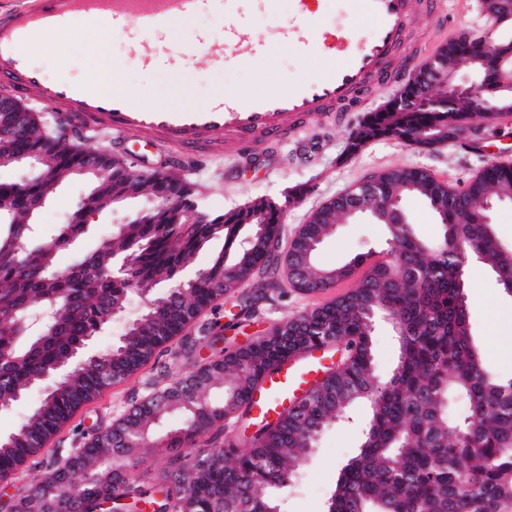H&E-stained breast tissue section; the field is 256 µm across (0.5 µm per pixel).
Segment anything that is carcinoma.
<instances>
[{
    "instance_id": "carcinoma-1",
    "label": "carcinoma",
    "mask_w": 512,
    "mask_h": 512,
    "mask_svg": "<svg viewBox=\"0 0 512 512\" xmlns=\"http://www.w3.org/2000/svg\"><path fill=\"white\" fill-rule=\"evenodd\" d=\"M474 113L464 100L419 96L415 112H375L349 137L348 152L381 137L396 136L420 146L434 136L448 138L469 129ZM26 124L33 134L0 136V161L33 153L55 161L56 176L66 177L83 162V148L52 133L42 112H3L0 128ZM379 203L366 212L386 226L383 258L358 254L338 267L317 262L318 249L347 221L344 207L322 209L298 231L291 255L309 251L306 274L292 273L288 283L307 293L321 281L369 270L351 292L286 321L274 324L246 350L203 363L153 397L131 407L107 432L94 434L78 455L46 472L5 504L8 512H97L105 502L115 512H281L279 492L294 479L317 436L348 418L358 404L370 408L359 435V452L341 469L326 512H512V377L492 372L477 346L469 319L465 270L475 256L512 298V243L498 237L486 221L488 204L512 198V167L490 165L468 187L453 189L428 171L396 167L376 176ZM188 184L168 175L158 181L133 178L112 169L98 185L100 199L112 194L163 189L173 197ZM46 193L39 175L22 182H0V406L18 400L32 387L66 374L27 419L4 441L0 479L13 477L26 460L43 449L81 406L111 385L127 380L154 351L182 334L218 299L238 301L235 317H251L266 299L271 283L264 274L278 261L281 208L256 199L233 212L211 215L208 224H189L175 210L154 211L145 223L122 225L96 251L68 269L58 266L60 252L83 235L82 208L74 210L50 241L35 244L33 222ZM417 197L436 217L448 214L441 239L423 237L414 225L397 223L405 212L395 199ZM265 211L263 225L270 248L254 250L249 219ZM224 240L212 264L183 281L195 254L211 241ZM134 255L123 277L103 269ZM140 284L157 288L182 285L175 301L145 310L110 349L74 365L88 339L112 321L114 304L125 305ZM391 326L397 364L386 380L376 374L372 333L378 323ZM346 341L345 358L299 410L283 409L274 423L256 422L252 435H236L224 425L243 422L253 412L259 381L286 360L331 342ZM220 388L224 402L210 392ZM178 426L169 432L168 457L161 471L137 481L151 457V427L167 416Z\"/></svg>"
}]
</instances>
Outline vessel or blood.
Listing matches in <instances>:
<instances>
[{
	"label": "vessel or blood",
	"mask_w": 512,
	"mask_h": 512,
	"mask_svg": "<svg viewBox=\"0 0 512 512\" xmlns=\"http://www.w3.org/2000/svg\"><path fill=\"white\" fill-rule=\"evenodd\" d=\"M310 3L295 0V14L288 25L262 40L240 14L239 0H20L0 11V89L33 94L67 122L87 131L105 128L116 140L135 133L175 148V155L160 157L163 165L188 166L194 156L220 149L240 158L261 153L271 138L288 139L327 109L368 92L404 37L413 10L412 0H346L350 10L371 24L365 40L349 45L330 28L323 29L320 40L312 39ZM202 13L224 14L223 30L198 33L190 45L169 40L173 19ZM87 21L131 42L142 65L176 74L188 68L261 59L276 43L290 46L303 58L322 51L335 61L323 75L285 91L268 90L245 104L228 93L201 107L136 106L121 89L105 93L89 82L45 81L32 64L28 44L34 35ZM331 356V351L316 350L305 359L287 361L262 383L256 414L278 411L284 402L302 397L323 377Z\"/></svg>",
	"instance_id": "1"
}]
</instances>
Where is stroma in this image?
<instances>
[{
	"mask_svg": "<svg viewBox=\"0 0 512 512\" xmlns=\"http://www.w3.org/2000/svg\"><path fill=\"white\" fill-rule=\"evenodd\" d=\"M443 8L446 27L452 35L489 33L498 41L512 40V22L492 25L483 11L482 0H443ZM318 24L333 27L339 35L355 42L367 38L371 31L369 21L347 11L343 0H326ZM432 29L428 14L415 13L405 41L392 55L395 79L380 85L370 97L358 99L355 106L342 107L340 118H320L310 128L296 133L288 143H270V158L241 161L223 153L206 158L198 167L185 169V176L199 194L200 205L218 214L239 209L261 197L275 200L283 208L282 238L288 242L306 224L314 209L356 183L393 167H422L450 186L465 187L485 167L494 164L496 150H512V116L500 114L492 120L474 119L461 138L431 148L391 136L371 141L356 155L347 153L348 138L367 113L384 109L422 66V59L410 61L406 54ZM30 58L49 82L62 76L82 82L101 70L116 69L124 90L135 104L165 108L201 106L227 93L236 94L246 102L268 87L285 89L293 82L323 73L328 65L324 57L304 59L287 48L275 46L266 61L214 64L177 78L165 70L142 67L125 40L89 24L39 38ZM67 138L110 149L124 159L134 176L145 172L141 160L158 152L157 146L136 135L126 136L118 143L113 142L108 131L85 134L71 131ZM297 190L301 191V198L292 199V192ZM87 192L84 179L65 180L37 216L39 235L44 238L54 235L58 224L66 221ZM130 218L131 208L127 205L101 212L79 243L59 255V265L73 264L80 254L96 249ZM386 238L383 226L363 217L356 218L340 225L323 242L318 261L328 267L342 265L356 254L383 250ZM362 276V271H355L349 279L336 283L327 296L307 294L288 284L284 267L279 264L269 272L272 287L268 299L253 317L229 327L232 304L224 301L216 311L203 312L201 319L225 324L224 347L239 350L265 335L272 324L311 312L329 303L331 297L351 292ZM466 277L475 339L486 355L488 367L498 375L511 377L512 299L501 293L482 264L468 265ZM214 356V351L204 345L186 353L182 339H172L127 381L112 386L98 399L81 407L52 437L44 451L21 466L15 480L0 482V500L9 501L17 487L40 479L51 455L64 456L82 447L91 426L111 425L125 409L142 401L153 389L178 379ZM358 444L355 427H329L319 437L310 457L301 464L298 479L285 497V512H324L325 500L342 466L356 454Z\"/></svg>",
	"mask_w": 512,
	"mask_h": 512,
	"instance_id": "1",
	"label": "stroma"
}]
</instances>
